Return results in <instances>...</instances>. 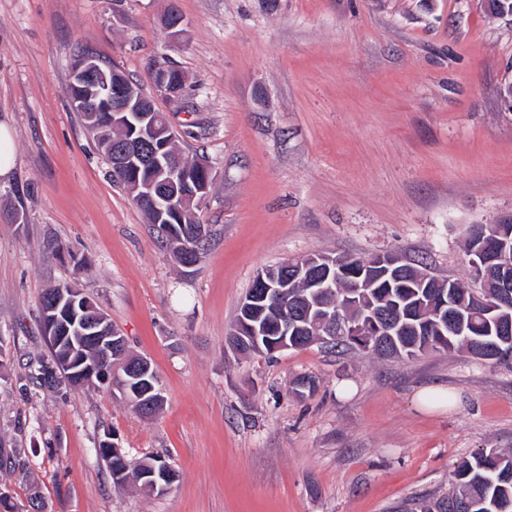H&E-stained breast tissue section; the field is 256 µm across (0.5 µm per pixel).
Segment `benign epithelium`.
<instances>
[{
  "instance_id": "benign-epithelium-1",
  "label": "benign epithelium",
  "mask_w": 512,
  "mask_h": 512,
  "mask_svg": "<svg viewBox=\"0 0 512 512\" xmlns=\"http://www.w3.org/2000/svg\"><path fill=\"white\" fill-rule=\"evenodd\" d=\"M166 28L174 40L184 37L183 19L174 10L166 18ZM188 81L187 75L174 65H162L154 68L152 82L156 91L169 98H178ZM94 86L104 99V105L115 113L118 120L114 125L123 128L120 147L113 151L112 163L125 174L131 176L134 190L141 191V196L152 197V186L139 179L142 168L148 167L161 175H175L181 171V166L175 159L172 143L175 132L169 117L154 107L152 99L141 89L127 83L117 63H109L97 54L82 51L78 54L76 65L70 80L73 93L69 98L73 108L79 112H95L98 110V100L86 94L84 89ZM472 262L475 267L494 266L501 272L503 299L501 307L512 309V244L500 239L496 233L484 235L483 246L473 252ZM337 269L340 277L352 282L353 287L362 288L370 280L389 279L400 288L402 279V260L396 254L374 255L371 267L358 268L354 265L344 266L329 254L312 255L309 258L285 264L281 275L273 276L269 270L257 272L254 278L253 292L243 299L241 307L249 310L257 301L265 302L277 294L286 291L299 278L306 277L308 287L316 289V293L327 296L336 288L337 277L331 274ZM77 291L61 292L52 296L46 305L43 332L48 342L60 347L64 344L74 349L70 324L77 322L76 312ZM314 324L319 329L320 338L335 335L337 331H354L360 326V321H343L336 319V310L330 303L318 305L317 317ZM300 325L296 320H285L279 323V341L275 350L289 348L288 337L294 336ZM85 343H91L104 354L121 352L126 348V339L112 328V323L106 313H99L94 319L82 322V327L76 328ZM60 371L54 375L64 374L69 382L76 385H90L95 382L108 384L112 375L97 365L88 364L83 360H75L67 355L58 362ZM128 373L140 380V388L130 389V380L123 377L118 386L123 397L144 408L153 405L161 399L162 391L159 381L148 358L139 356L128 366Z\"/></svg>"
}]
</instances>
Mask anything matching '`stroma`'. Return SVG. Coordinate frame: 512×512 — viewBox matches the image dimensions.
<instances>
[{
	"label": "stroma",
	"instance_id": "35a3bbf8",
	"mask_svg": "<svg viewBox=\"0 0 512 512\" xmlns=\"http://www.w3.org/2000/svg\"><path fill=\"white\" fill-rule=\"evenodd\" d=\"M187 24L172 42L161 17ZM116 61L211 165L210 236L181 265L68 99L74 59ZM171 61L181 98L154 93ZM512 24L477 0H0V489L20 512H389L444 495L462 457L512 451V366L429 351L381 360L320 345L240 355L226 339L254 275L313 253L394 252L473 284L471 224L512 214ZM65 242L88 266L48 253ZM83 288L149 358L164 404L140 418L111 385L37 387L38 307ZM308 374L316 391L291 382ZM444 399L422 408L418 393ZM178 477L115 487L96 446ZM15 160L12 137L0 124V179L8 178L14 168Z\"/></svg>",
	"mask_w": 512,
	"mask_h": 512
}]
</instances>
